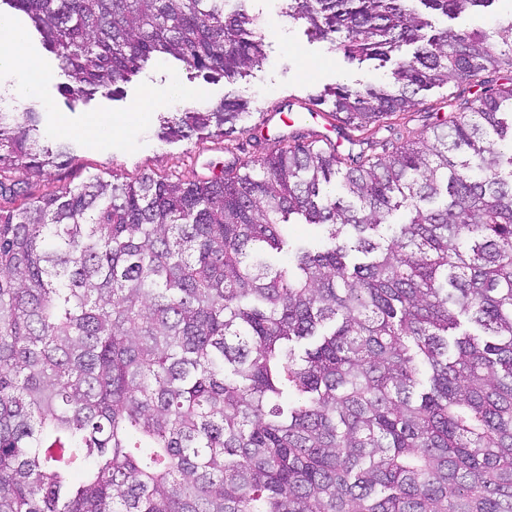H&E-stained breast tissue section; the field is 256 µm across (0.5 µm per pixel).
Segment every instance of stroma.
Wrapping results in <instances>:
<instances>
[{
  "mask_svg": "<svg viewBox=\"0 0 512 512\" xmlns=\"http://www.w3.org/2000/svg\"><path fill=\"white\" fill-rule=\"evenodd\" d=\"M250 9L265 23L266 47L262 63L248 76L232 82L208 83L200 78H188L175 60L154 58L131 82L124 84L123 97L98 95L87 102L70 104L61 92L66 77L59 70L55 56L43 47L28 18L0 0V16L9 18L25 31L26 44L46 73L45 80L31 90L25 87V71L0 73V110L40 112L44 138L51 143L68 141L74 150L73 160L51 176L31 178V193L38 196L55 186L78 185L93 177L130 182L146 174L174 179L194 172L205 173L210 165L221 168L232 164L233 149L239 144L246 154L261 153L255 143H243L238 133L213 135L204 140L160 141L158 116L162 113L209 105L230 95L246 101L248 113L242 124L254 127L257 137L269 138L285 132L310 141L315 134L303 116V106L312 95L339 83L356 86L387 80L390 69L380 66L378 61H351L336 51L330 41L310 39L304 25L283 16L281 0H251ZM511 16L512 0H494L490 7L457 19L435 16L434 25L454 30L488 28ZM459 89V84L451 82L426 91L422 105L407 113V127L420 133L437 117L447 116L448 100ZM143 101L149 104L145 121L132 122L119 132L103 125V118L129 115L132 107ZM274 108L290 119L287 130L272 125L259 128L262 116Z\"/></svg>",
  "mask_w": 512,
  "mask_h": 512,
  "instance_id": "35a3bbf8",
  "label": "stroma"
}]
</instances>
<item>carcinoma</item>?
I'll return each mask as SVG.
<instances>
[{"mask_svg": "<svg viewBox=\"0 0 512 512\" xmlns=\"http://www.w3.org/2000/svg\"><path fill=\"white\" fill-rule=\"evenodd\" d=\"M0 1L74 100L156 56L235 79L265 55L248 0ZM493 2L284 0L393 62L325 90L373 155L277 136L218 175L33 196L68 148L0 110V512H512V18L425 33ZM451 81L452 114L408 129ZM462 86L455 82H450L448 85L434 87L429 91L424 92L423 103L411 112L406 113V117L403 121L411 130L420 133L426 131L432 123L438 118L448 117V99L455 95ZM434 105V107L440 109L439 112H428L427 107ZM438 113V115H435Z\"/></svg>", "mask_w": 512, "mask_h": 512, "instance_id": "cac0c4a2", "label": "carcinoma"}]
</instances>
